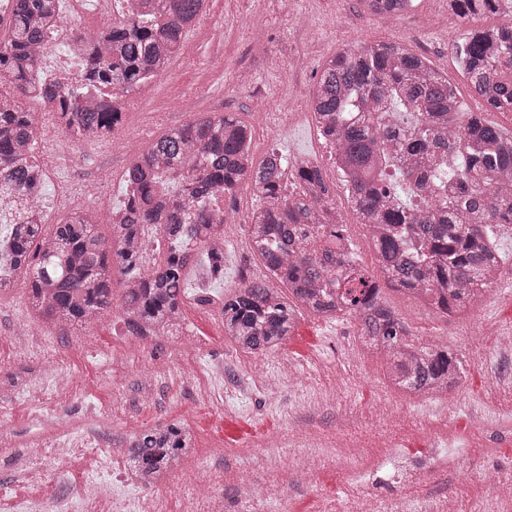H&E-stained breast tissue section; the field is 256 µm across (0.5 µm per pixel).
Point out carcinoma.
Listing matches in <instances>:
<instances>
[{
    "instance_id": "obj_1",
    "label": "carcinoma",
    "mask_w": 512,
    "mask_h": 512,
    "mask_svg": "<svg viewBox=\"0 0 512 512\" xmlns=\"http://www.w3.org/2000/svg\"><path fill=\"white\" fill-rule=\"evenodd\" d=\"M124 27L84 37L80 81L44 79L37 44L54 23L58 0H16L0 35V187L36 207L45 173L32 159L37 117L22 99L34 84L57 101L60 127L79 143L112 130V105L87 101L125 93L181 54L204 0H140ZM371 14L397 18L414 0H359ZM472 26L454 52L481 107L512 113V0H448ZM511 22L483 27L489 15ZM320 135L336 143V168L358 223L365 225L378 269L442 317L484 302L501 277V231L512 228V135L480 112H461L457 87L428 60L400 43L344 48L321 67L311 98ZM249 123L222 112L200 114L132 152L124 173V221L103 239L89 210L52 225L8 223L0 234V293L26 275V306L34 318L89 326L111 312L112 273L125 275L122 310L133 336H159L180 320L182 271L199 249L207 275L224 277L221 197L243 184L260 200L247 222L252 252L272 278L308 312L349 316L361 324L363 350L382 358L393 387L409 395L448 390L463 368L446 350L409 340L399 314L378 301L371 273L353 256L321 169L273 149L257 161ZM155 224L170 242L149 274L142 270V226ZM224 335L264 355L295 325V308L269 279L218 297ZM194 447L189 427L142 430L123 456L141 485L178 466Z\"/></svg>"
}]
</instances>
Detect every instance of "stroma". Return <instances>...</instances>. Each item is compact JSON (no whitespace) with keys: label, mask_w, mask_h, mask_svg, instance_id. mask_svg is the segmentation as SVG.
<instances>
[{"label":"stroma","mask_w":512,"mask_h":512,"mask_svg":"<svg viewBox=\"0 0 512 512\" xmlns=\"http://www.w3.org/2000/svg\"><path fill=\"white\" fill-rule=\"evenodd\" d=\"M206 19L186 37L193 53L180 55L157 77L128 124L156 138L201 112L244 120L259 111L295 113L276 143L255 133L253 152L260 158L273 148L293 160L317 158L340 203L347 199L341 177L322 157L318 130L304 117L319 66L338 50L399 42L458 86L463 111L478 109L451 53L469 27L449 10L448 0H415L408 13L390 22L364 12L358 0H293L287 13L279 0H207ZM43 130L78 157L65 163L62 180L44 184L40 204L47 222L89 207L98 232L109 237L112 213L127 200L123 174L130 153L113 149L108 140L74 143L54 120H45ZM204 260L196 253L183 271L184 338L145 336L132 354L124 346L127 332L117 302L93 327L52 329L41 351L21 353L13 330L28 315L26 284L0 295V423L10 436L9 447L0 450V488L33 499L51 489L47 482L15 480L14 470L39 434L35 410L52 402L47 369L62 351L77 395L59 406L60 425L93 406L119 443L134 429L189 426L195 446L185 462L198 477L222 479L225 512H353L358 502L371 512H440L451 497L458 512H500L502 499L512 496V376L501 374L495 361L502 337L512 335V308L503 299L512 289V261L490 301L456 319L440 317L375 273L381 302L399 312L414 340L448 349L464 370L463 402L447 395L403 396L398 413L385 420L378 410L380 361L352 353L357 325L349 317L298 316L283 344L260 358L262 373L245 375L241 364L248 353L228 341L217 311L198 305L194 293L200 287L226 293L243 287L261 263L227 243L224 277L211 283L202 272ZM286 361L300 370L295 383L269 394L266 376ZM457 437L465 438L466 447L453 449V466L439 469L443 442ZM388 443L398 455L394 464L367 472L361 482H346L342 449L358 448L378 459ZM301 456L312 463L309 479L284 484L285 468ZM489 463L499 466L494 490L475 480ZM238 475L266 490L261 508L238 492Z\"/></svg>","instance_id":"35a3bbf8"}]
</instances>
